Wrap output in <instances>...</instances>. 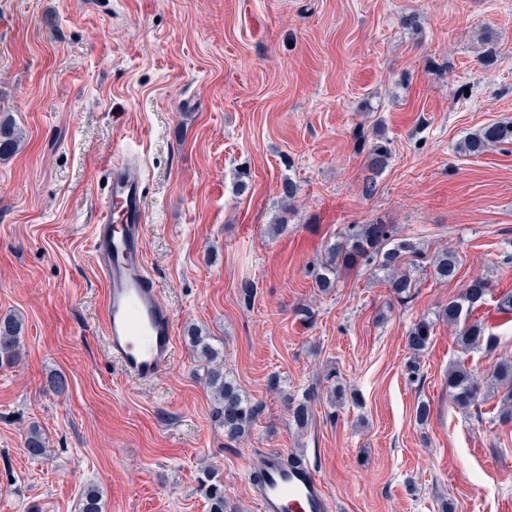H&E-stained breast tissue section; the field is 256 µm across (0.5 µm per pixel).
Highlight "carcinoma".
<instances>
[{"mask_svg":"<svg viewBox=\"0 0 512 512\" xmlns=\"http://www.w3.org/2000/svg\"><path fill=\"white\" fill-rule=\"evenodd\" d=\"M22 138L11 118L0 117V157L13 152ZM512 146V121H501L486 125L469 134L460 143V151L469 156H480L492 147ZM391 159L389 141L376 136L369 144L365 155V177L363 192L370 196L377 186L378 177L385 171ZM425 259L424 251L413 238L399 237L391 224L370 220L365 224H350L327 250L324 261L313 266L309 275L315 287L322 293L336 287V275L341 270L364 271L372 279H381L390 293L401 302L413 298L412 290L416 282L404 270V266H416ZM461 268L459 256L445 250L430 261V271L434 279L450 282ZM489 291V282L484 278L471 280L459 299L448 302L443 315L450 322H458L462 315L484 304ZM22 320L15 314L0 316V362L15 364L20 357V335ZM432 324L425 319L416 322L406 336L409 349L418 355L425 350L431 336ZM498 337L486 333L483 324L473 322L463 324L457 337V344L465 352L483 347L488 351L496 348ZM190 346L195 357L207 365L206 383L214 394L216 420L224 431V440L237 442L251 430L259 415V408L246 401L238 387L224 376V358L202 335V330L192 329ZM493 378L497 385L507 388V396L512 398V359H504L496 364ZM448 393L453 402L465 409L480 405L484 397L482 386L475 374L465 363L459 361L448 367L445 376ZM316 395L308 393L301 400L289 402L290 421L298 428H306L312 421V403ZM23 448L33 459L46 454L47 441L44 433L33 426L23 438ZM209 512H228L224 500V483L217 474L208 470L199 486ZM80 512H101L100 495L94 486L85 489Z\"/></svg>","mask_w":512,"mask_h":512,"instance_id":"obj_1","label":"carcinoma"}]
</instances>
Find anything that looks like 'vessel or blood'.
<instances>
[{"mask_svg":"<svg viewBox=\"0 0 512 512\" xmlns=\"http://www.w3.org/2000/svg\"><path fill=\"white\" fill-rule=\"evenodd\" d=\"M92 249L105 288L103 334L113 361L131 379L150 381L175 347L173 318L145 262L146 185L139 163L108 165ZM259 512H333L324 482L311 467L276 451L249 475Z\"/></svg>","mask_w":512,"mask_h":512,"instance_id":"vessel-or-blood-1","label":"vessel or blood"}]
</instances>
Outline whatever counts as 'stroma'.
Segmentation results:
<instances>
[{
  "instance_id": "obj_1",
  "label": "stroma",
  "mask_w": 512,
  "mask_h": 512,
  "mask_svg": "<svg viewBox=\"0 0 512 512\" xmlns=\"http://www.w3.org/2000/svg\"><path fill=\"white\" fill-rule=\"evenodd\" d=\"M0 111L23 133L0 160V315L24 323L21 359L0 367V512H79L91 485L102 512H207L206 468L229 506L257 512L248 471L270 451L306 461L340 512H512L502 392L463 410L444 378L462 360L486 380L512 357V318L497 310L512 292V147L459 149L512 120V0H0ZM377 132L392 156L368 197ZM128 151L177 336L150 382L107 351L90 247L101 171ZM373 219L427 256L456 251L457 278L414 270L407 303L352 270L319 292L310 265ZM478 277L490 291L470 318L499 344L465 353L443 311ZM422 319L432 336L416 357L406 336ZM193 325L261 408L242 442L215 422ZM53 373L65 392L49 389ZM339 384L359 403L331 401ZM308 392L301 430L286 401ZM33 424L49 439L41 459L22 448Z\"/></svg>"
}]
</instances>
